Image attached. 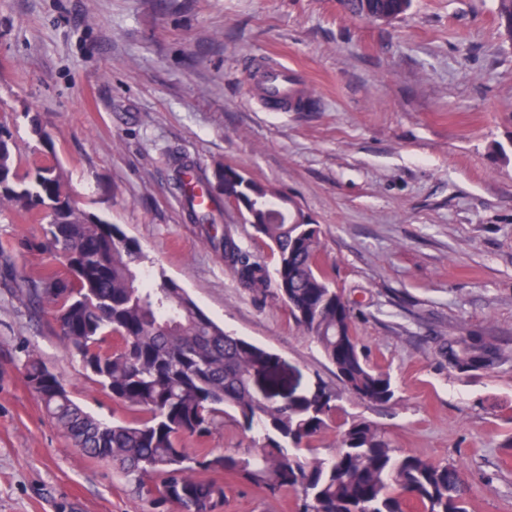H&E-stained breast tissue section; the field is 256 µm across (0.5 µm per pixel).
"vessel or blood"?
<instances>
[{
    "label": "vessel or blood",
    "mask_w": 512,
    "mask_h": 512,
    "mask_svg": "<svg viewBox=\"0 0 512 512\" xmlns=\"http://www.w3.org/2000/svg\"><path fill=\"white\" fill-rule=\"evenodd\" d=\"M249 97L258 99L269 110L288 112L309 97L311 84L298 68L256 57L245 71Z\"/></svg>",
    "instance_id": "b4317fda"
}]
</instances>
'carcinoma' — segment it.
<instances>
[{"mask_svg":"<svg viewBox=\"0 0 512 512\" xmlns=\"http://www.w3.org/2000/svg\"><path fill=\"white\" fill-rule=\"evenodd\" d=\"M353 18L368 9L403 16L411 0H345ZM10 125L0 121V212L43 235L25 249L49 258L26 277L17 300L39 316L52 313L66 353L112 402L141 414L106 422L88 413L68 386L35 352L24 363L28 387L47 416L81 454L112 463L140 492L178 512H215L224 505V473L270 499L291 496L294 512H469V488L459 466L432 461L393 445L362 418L339 419L336 390L317 382L303 396L276 403L260 396L252 378H271L279 366L268 350L227 332L176 281L163 272L144 281L138 241L118 225L81 209L56 165L44 159L20 171ZM211 196L243 211L253 237L265 242L274 272L217 232L215 216L188 199L189 217L206 224V243L238 285L256 299L270 295L290 305V316L316 342L350 397L363 404L396 398L391 377L371 368L353 335V310L322 268L320 226L267 224L264 185L227 165L218 167ZM448 364L468 373L490 370L503 359L491 336L460 332L441 347ZM232 421L252 433L243 452L189 448ZM336 423V448L327 459L314 440Z\"/></svg>","mask_w":512,"mask_h":512,"instance_id":"obj_1","label":"carcinoma"}]
</instances>
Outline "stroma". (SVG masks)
Here are the masks:
<instances>
[{
  "label": "stroma",
  "mask_w": 512,
  "mask_h": 512,
  "mask_svg": "<svg viewBox=\"0 0 512 512\" xmlns=\"http://www.w3.org/2000/svg\"><path fill=\"white\" fill-rule=\"evenodd\" d=\"M494 0H413L367 24L337 0H0V119L23 161L32 118L80 207L120 225L226 331L277 355L289 385H336L276 298L254 299L190 221L171 159L201 179L238 167L319 224L321 263L354 307L367 361L395 401L342 397L403 450L460 464L472 512H512V44ZM266 55L302 69L312 110L248 102ZM0 213V512H161L110 462L70 448L26 384L36 351L96 417L133 412L85 380L47 317L14 294L39 235ZM497 340L504 359L464 377L448 335ZM217 512H292L232 483Z\"/></svg>",
  "instance_id": "1"
}]
</instances>
